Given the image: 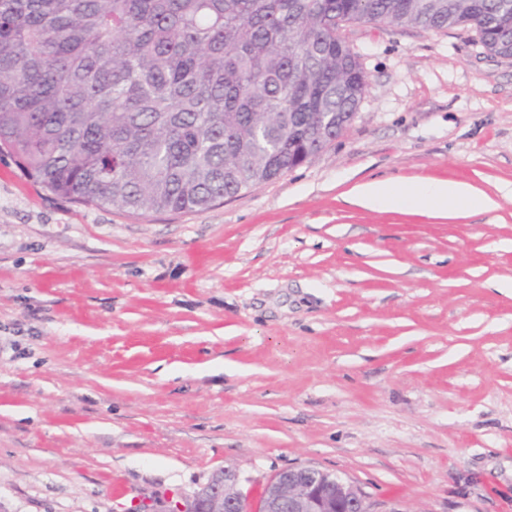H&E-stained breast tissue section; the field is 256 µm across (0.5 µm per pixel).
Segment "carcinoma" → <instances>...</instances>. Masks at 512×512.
Returning a JSON list of instances; mask_svg holds the SVG:
<instances>
[{"mask_svg":"<svg viewBox=\"0 0 512 512\" xmlns=\"http://www.w3.org/2000/svg\"><path fill=\"white\" fill-rule=\"evenodd\" d=\"M338 20L512 57V0H0V151L80 204L209 209L346 128L367 77Z\"/></svg>","mask_w":512,"mask_h":512,"instance_id":"obj_1","label":"carcinoma"}]
</instances>
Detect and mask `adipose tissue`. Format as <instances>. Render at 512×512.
<instances>
[{"mask_svg": "<svg viewBox=\"0 0 512 512\" xmlns=\"http://www.w3.org/2000/svg\"><path fill=\"white\" fill-rule=\"evenodd\" d=\"M426 202L430 211L445 217L459 210H487L493 202L469 184L444 179H417L393 183L372 181L355 188L352 204L375 210H396L418 202Z\"/></svg>", "mask_w": 512, "mask_h": 512, "instance_id": "ef3b65f1", "label": "adipose tissue"}]
</instances>
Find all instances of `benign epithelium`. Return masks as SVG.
<instances>
[{
	"mask_svg": "<svg viewBox=\"0 0 512 512\" xmlns=\"http://www.w3.org/2000/svg\"><path fill=\"white\" fill-rule=\"evenodd\" d=\"M177 512H371V505L359 488L329 471L284 469L256 500L240 474L226 469L206 493L178 503Z\"/></svg>",
	"mask_w": 512,
	"mask_h": 512,
	"instance_id": "1",
	"label": "benign epithelium"
}]
</instances>
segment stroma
<instances>
[{
    "mask_svg": "<svg viewBox=\"0 0 512 512\" xmlns=\"http://www.w3.org/2000/svg\"><path fill=\"white\" fill-rule=\"evenodd\" d=\"M343 135L205 211L70 202L0 153V512H132L224 469L375 512H512V58L363 23ZM467 183L457 219L348 203ZM352 204L375 210H396L425 201L431 212L438 216H455L465 210H488L494 202L478 193L469 184L444 179H416L393 183L372 181L355 188Z\"/></svg>",
    "mask_w": 512,
    "mask_h": 512,
    "instance_id": "35a3bbf8",
    "label": "stroma"
}]
</instances>
